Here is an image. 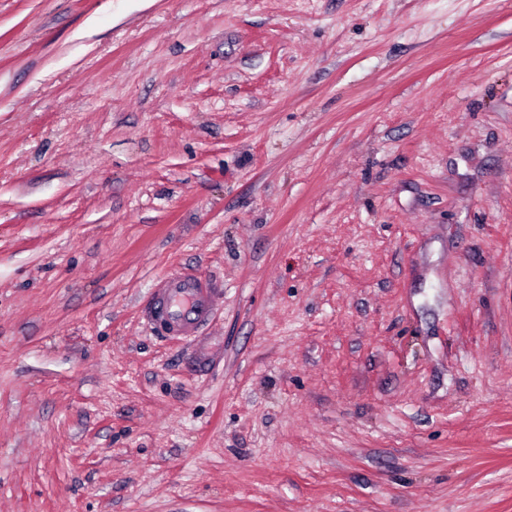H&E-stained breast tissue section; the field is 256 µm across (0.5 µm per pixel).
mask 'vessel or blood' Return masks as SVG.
Instances as JSON below:
<instances>
[{
    "label": "vessel or blood",
    "instance_id": "obj_1",
    "mask_svg": "<svg viewBox=\"0 0 512 512\" xmlns=\"http://www.w3.org/2000/svg\"><path fill=\"white\" fill-rule=\"evenodd\" d=\"M217 290L210 279L195 271H176L163 278L143 317L167 340H192L211 320Z\"/></svg>",
    "mask_w": 512,
    "mask_h": 512
}]
</instances>
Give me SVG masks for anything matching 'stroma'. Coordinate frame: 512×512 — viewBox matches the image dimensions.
Returning <instances> with one entry per match:
<instances>
[{
	"label": "stroma",
	"mask_w": 512,
	"mask_h": 512,
	"mask_svg": "<svg viewBox=\"0 0 512 512\" xmlns=\"http://www.w3.org/2000/svg\"><path fill=\"white\" fill-rule=\"evenodd\" d=\"M0 512H512V0H0ZM216 294L211 279L195 271H176L160 281L143 318L164 339L192 342L211 320Z\"/></svg>",
	"instance_id": "stroma-1"
}]
</instances>
